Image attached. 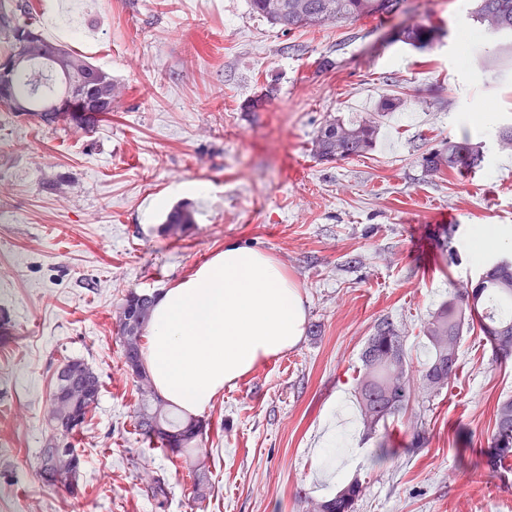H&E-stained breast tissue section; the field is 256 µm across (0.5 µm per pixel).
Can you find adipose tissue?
<instances>
[{
  "label": "adipose tissue",
  "instance_id": "obj_1",
  "mask_svg": "<svg viewBox=\"0 0 512 512\" xmlns=\"http://www.w3.org/2000/svg\"><path fill=\"white\" fill-rule=\"evenodd\" d=\"M305 325L287 269L265 252L228 242L156 298L142 360L156 391L195 417L259 363L295 347Z\"/></svg>",
  "mask_w": 512,
  "mask_h": 512
}]
</instances>
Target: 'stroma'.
<instances>
[{"label": "stroma", "instance_id": "1", "mask_svg": "<svg viewBox=\"0 0 512 512\" xmlns=\"http://www.w3.org/2000/svg\"><path fill=\"white\" fill-rule=\"evenodd\" d=\"M36 30L109 72L121 90L92 131L0 112V512H191L184 459L141 441L138 384L123 364L119 307L190 277L225 243L272 255L298 285L303 340L216 397L197 440L208 456L200 512H313L357 480L356 512H512V470L484 454L494 409L512 397V359L465 328L447 387L417 392L389 419L390 454L360 419V354L379 319L405 338L412 369L428 358L423 326L440 304L512 258V34L462 51L475 21L464 0H403L380 18L288 32L248 0H36ZM444 30L419 51L394 27ZM274 90L260 112L249 100ZM401 99L375 147L322 162L311 154L332 119L356 121ZM485 111H475V104ZM484 141L465 175L428 173L448 139ZM184 205L195 222L164 231ZM501 243L475 256L471 234ZM84 361L99 404L76 444L71 497L37 475L57 368ZM349 412L323 447L334 404ZM169 483L165 503L151 474Z\"/></svg>", "mask_w": 512, "mask_h": 512}]
</instances>
